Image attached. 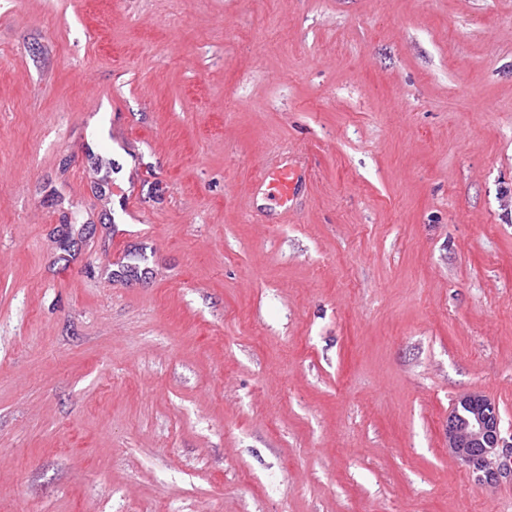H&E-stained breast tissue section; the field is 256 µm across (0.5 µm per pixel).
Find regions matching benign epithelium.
<instances>
[{"instance_id": "1", "label": "benign epithelium", "mask_w": 512, "mask_h": 512, "mask_svg": "<svg viewBox=\"0 0 512 512\" xmlns=\"http://www.w3.org/2000/svg\"><path fill=\"white\" fill-rule=\"evenodd\" d=\"M448 451L472 467L479 481H492L508 467V448L502 436L498 405L467 393L448 415Z\"/></svg>"}]
</instances>
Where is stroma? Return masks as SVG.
<instances>
[{"instance_id":"1","label":"stroma","mask_w":512,"mask_h":512,"mask_svg":"<svg viewBox=\"0 0 512 512\" xmlns=\"http://www.w3.org/2000/svg\"><path fill=\"white\" fill-rule=\"evenodd\" d=\"M473 392L512 0H0V512H512ZM259 183L261 186L267 183L269 195L286 204L298 189L299 176L296 168L286 165L265 170L259 179ZM448 416V451L472 467L478 481H492L507 470L508 448L498 405L477 394L461 395Z\"/></svg>"}]
</instances>
